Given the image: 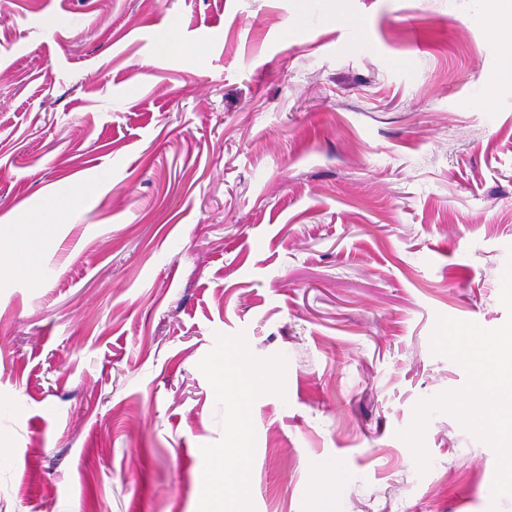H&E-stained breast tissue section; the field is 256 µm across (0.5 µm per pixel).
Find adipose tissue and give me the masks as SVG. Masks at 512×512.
<instances>
[{
	"instance_id": "adipose-tissue-1",
	"label": "adipose tissue",
	"mask_w": 512,
	"mask_h": 512,
	"mask_svg": "<svg viewBox=\"0 0 512 512\" xmlns=\"http://www.w3.org/2000/svg\"><path fill=\"white\" fill-rule=\"evenodd\" d=\"M55 215L35 212L24 215L10 225L11 237L20 245L19 251L0 254V266L26 278H36L39 271L37 251L48 246L55 230Z\"/></svg>"
}]
</instances>
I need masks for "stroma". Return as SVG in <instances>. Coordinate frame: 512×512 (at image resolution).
I'll return each instance as SVG.
<instances>
[{
    "label": "stroma",
    "instance_id": "obj_1",
    "mask_svg": "<svg viewBox=\"0 0 512 512\" xmlns=\"http://www.w3.org/2000/svg\"><path fill=\"white\" fill-rule=\"evenodd\" d=\"M481 0H0V226L58 211L0 274V512H512L438 317L502 325L512 59ZM175 31L180 51L159 41ZM489 105L476 103L480 91ZM83 200L65 206L74 189ZM271 369L249 413L220 386ZM56 219L55 214L35 212L26 214L16 224L9 225L10 236L21 247L18 252L1 251V267H6L11 273L35 279L39 271L37 250L51 243ZM257 373L239 357H225L224 380L226 392L235 393L238 403L242 404L254 388L265 385L271 377L269 374L258 377Z\"/></svg>",
    "mask_w": 512,
    "mask_h": 512
}]
</instances>
